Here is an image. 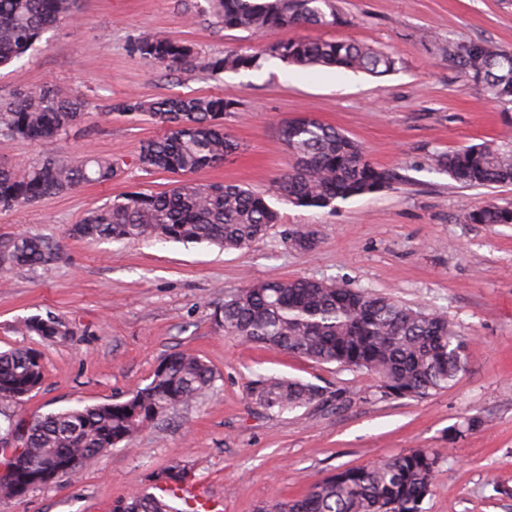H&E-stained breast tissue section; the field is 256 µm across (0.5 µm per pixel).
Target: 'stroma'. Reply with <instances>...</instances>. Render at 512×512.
I'll list each match as a JSON object with an SVG mask.
<instances>
[{
	"mask_svg": "<svg viewBox=\"0 0 512 512\" xmlns=\"http://www.w3.org/2000/svg\"><path fill=\"white\" fill-rule=\"evenodd\" d=\"M339 22L307 26L310 39L357 40L397 58L374 77L304 68L264 55L276 31L258 35L217 24L209 0H81L75 23L48 30L33 51L0 69V102L51 84L86 99L89 119L55 144L14 142L0 164L17 169L45 153L106 157L117 175L38 203L0 210V243L18 235L57 247L50 264L0 271V349L30 347L44 369L38 393L10 404L23 420L77 405L125 399L167 355L190 351L216 372L213 394L179 407L79 474L33 488L0 512H112L115 499L148 490L173 459L190 468L224 512H259L292 499L329 473L413 449L439 455L424 512H512V224H469L464 209L512 203V184L464 188L439 170L438 154L507 133L498 103L453 70L448 41L488 40L512 50V0H335ZM163 31L188 42L191 66H145L134 38ZM231 49L255 68L212 73ZM216 96L233 100L225 128L241 148L199 182L271 194L291 158L281 122L308 115L359 142L368 161L401 180L377 194L303 208L278 200L281 215L259 243L226 253L204 243L148 240L87 243L68 230L86 211L127 191L163 192L177 177L148 172L141 142L163 135L147 114L113 105L126 97ZM313 246L296 248L292 236ZM305 277L366 288L436 309L467 342V364L447 389L419 398L382 396L366 372L257 347L213 321L225 290L256 280ZM50 313L64 342L17 332ZM322 387L317 405L268 412L250 396L262 378Z\"/></svg>",
	"mask_w": 512,
	"mask_h": 512,
	"instance_id": "35a3bbf8",
	"label": "stroma"
}]
</instances>
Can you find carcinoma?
Segmentation results:
<instances>
[{
  "mask_svg": "<svg viewBox=\"0 0 512 512\" xmlns=\"http://www.w3.org/2000/svg\"><path fill=\"white\" fill-rule=\"evenodd\" d=\"M216 22L226 29L253 32L303 25L331 26L338 16L334 0H209ZM78 0H0V67L24 56L55 24L74 16ZM277 58L299 66L362 71L380 77L396 69L397 59L353 40L280 41ZM448 42V62L467 80L503 106L512 123V76L488 63L503 48L471 41L463 49ZM132 53L151 66L182 68L195 58L192 45L164 33L140 34ZM256 66V56L231 50L208 63L215 73ZM234 102L214 96L129 98L123 112H148L165 134L140 144L139 162L147 171L193 174L213 168L240 149L224 130V113ZM87 103L46 85L0 106V147L16 140L55 143L85 122ZM291 164L275 181L282 198L303 207L325 208L334 201L389 189L397 181L390 169L375 166L360 145L336 127L310 116L280 125ZM440 168L464 187L512 183V136L503 135L466 149L445 153ZM109 159L41 157L23 170L0 165V210L68 194L88 183L114 178ZM469 224H512V205L492 203L464 214ZM278 212L264 196L237 184L186 180L161 193L127 192L88 210L71 225L76 239L122 242L130 239L209 243L230 252L263 239ZM56 247L35 236H18L0 249V269L35 268L49 263ZM213 320L224 334L320 364L355 367L373 375L380 392L391 397H426L448 387L466 364L464 338L447 315L399 302L365 289L309 278L274 279L224 291ZM62 322L33 315L20 331L44 341L62 342ZM33 348L0 352V404L15 394L38 392L44 371ZM216 374L188 351L163 358L149 383L113 403L70 407L33 417L20 452L0 460L37 473L53 459L74 456L92 466L111 448L130 444L145 428L177 408L206 396ZM251 396L279 414L319 401V386L300 379L268 377ZM438 457L422 449L397 454L362 467L333 472L312 483L300 498L271 500L262 512H422L434 481ZM189 469L175 459L157 483L179 482ZM166 492H134L112 502V512H179Z\"/></svg>",
  "mask_w": 512,
  "mask_h": 512,
  "instance_id": "1",
  "label": "carcinoma"
}]
</instances>
